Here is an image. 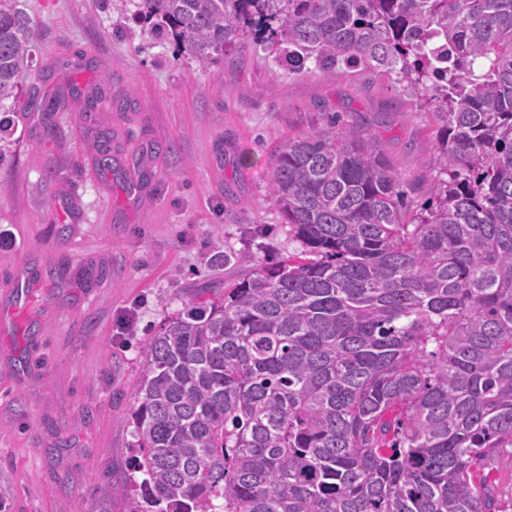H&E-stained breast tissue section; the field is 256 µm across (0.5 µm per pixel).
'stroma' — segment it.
Instances as JSON below:
<instances>
[{"label":"stroma","instance_id":"stroma-1","mask_svg":"<svg viewBox=\"0 0 512 512\" xmlns=\"http://www.w3.org/2000/svg\"><path fill=\"white\" fill-rule=\"evenodd\" d=\"M21 5L34 21L25 89L64 102L28 113L0 165V229L16 241L0 249V512H128L100 487L135 473L145 344L247 275L231 256L302 250L269 196L280 141L336 113L377 137L399 178L429 182L436 124L384 73H290L255 46L205 69L144 31L128 0ZM93 91L128 105L85 111ZM105 136L128 179L150 171L145 190L100 170ZM26 273L36 290L23 307ZM63 439L69 450L48 455Z\"/></svg>","mask_w":512,"mask_h":512}]
</instances>
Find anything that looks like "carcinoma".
<instances>
[{
    "mask_svg": "<svg viewBox=\"0 0 512 512\" xmlns=\"http://www.w3.org/2000/svg\"><path fill=\"white\" fill-rule=\"evenodd\" d=\"M202 67L251 42L294 71L394 76L434 113L422 206L365 130L289 137L269 194L305 247L149 339L129 512H512V0H131ZM32 25L0 0V164ZM313 258H308V255Z\"/></svg>",
    "mask_w": 512,
    "mask_h": 512,
    "instance_id": "cac0c4a2",
    "label": "carcinoma"
}]
</instances>
